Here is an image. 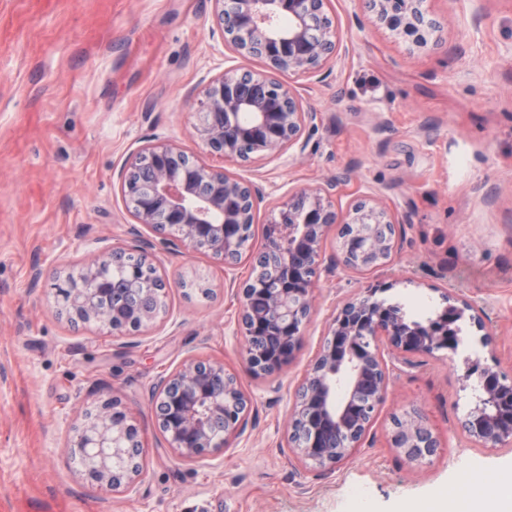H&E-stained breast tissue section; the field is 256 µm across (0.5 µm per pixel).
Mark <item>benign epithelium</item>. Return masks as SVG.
I'll use <instances>...</instances> for the list:
<instances>
[{"label":"benign epithelium","instance_id":"7a95c632","mask_svg":"<svg viewBox=\"0 0 512 512\" xmlns=\"http://www.w3.org/2000/svg\"><path fill=\"white\" fill-rule=\"evenodd\" d=\"M213 19L224 44L241 58H257L263 71L230 68L202 89L192 136L212 156L226 162L304 154L303 133L318 119L298 88L279 79L286 73H315L341 52L331 0H212ZM425 0H366L373 22L408 38L417 48L436 46L442 23L429 17ZM172 140L158 141L130 158L120 178L123 197L136 223L165 224L189 252L207 251L235 266L248 255L256 275L237 288L242 363L255 376H273L303 342L315 306L321 273L338 267L367 272L387 265L396 250V218L378 195H366L346 211L332 200L337 182L286 194L265 227L264 243L252 250L242 228L254 221L261 189L256 182L204 162ZM336 228L339 259L322 265L321 246ZM102 253L78 271L60 275L58 309L78 321L113 332L140 333L169 315L167 276L144 281L132 271L131 289L141 296L133 308L104 305L113 293L107 270L113 252ZM378 288L343 302L331 318L322 344L298 384L287 418L289 447L323 470H334L360 447L384 403L388 360L406 353L433 355L454 350L448 327L470 313L479 330L482 312L462 299L448 304L426 324L407 320ZM265 295L255 308L249 296ZM476 378L473 402L462 421L467 437L482 448L512 444V376L498 363L467 365ZM151 397L159 430L180 460L198 461L240 435L250 397L239 375L223 362L185 358L158 377ZM390 443L418 465L434 456L440 440L424 416L407 409L393 417ZM73 454L91 484L116 494L132 492L144 471L142 443L131 417L114 399L84 411L70 438Z\"/></svg>","mask_w":512,"mask_h":512}]
</instances>
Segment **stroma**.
<instances>
[{
    "label": "stroma",
    "mask_w": 512,
    "mask_h": 512,
    "mask_svg": "<svg viewBox=\"0 0 512 512\" xmlns=\"http://www.w3.org/2000/svg\"><path fill=\"white\" fill-rule=\"evenodd\" d=\"M425 5L445 25L438 46L417 49L372 24L363 0H333L342 56L289 78L319 114L304 156L227 166L262 187L256 247L288 190L329 178L339 207L377 193L400 221L392 264L321 276L294 358L256 378L236 334L246 265L225 268L136 223L120 173L160 140L207 160L188 133L203 83L261 62L225 47L212 0H0V512H352L359 498L373 512H423L438 494L512 478V446L478 447L461 427L467 363L512 371V0ZM117 242L146 248L172 279L164 327L113 335L58 313L57 272ZM183 272L204 278L211 298L187 297ZM368 287L436 313L464 296L486 328L462 320L449 357L396 361L362 446L325 472L295 456L284 421L329 318ZM189 355L238 371L251 406L239 437L186 463L157 426L150 387ZM114 398L144 448L145 473L126 495L91 485L68 445L82 412ZM409 407L441 442L414 466L388 442L392 415Z\"/></svg>",
    "instance_id": "stroma-1"
}]
</instances>
